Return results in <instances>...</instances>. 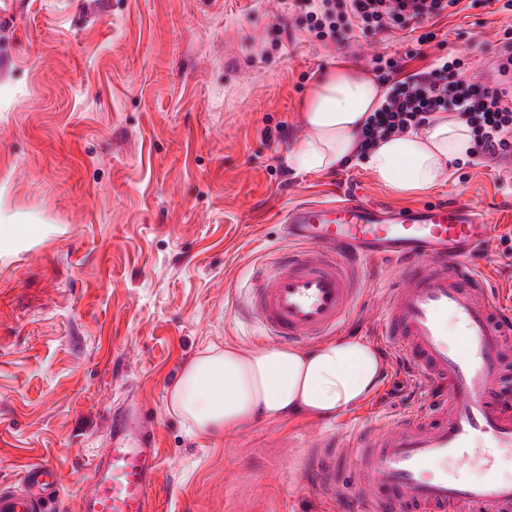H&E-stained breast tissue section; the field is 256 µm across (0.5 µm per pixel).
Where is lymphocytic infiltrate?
<instances>
[{
  "label": "lymphocytic infiltrate",
  "mask_w": 512,
  "mask_h": 512,
  "mask_svg": "<svg viewBox=\"0 0 512 512\" xmlns=\"http://www.w3.org/2000/svg\"><path fill=\"white\" fill-rule=\"evenodd\" d=\"M307 18L317 38H335L344 27L386 33L408 23L454 14L461 0H306ZM455 55L436 59L411 78L401 80V66L384 55L374 59L378 79L391 86L362 133L369 151L382 138L428 126L440 112L467 116L472 153L487 161L512 159V92L460 77Z\"/></svg>",
  "instance_id": "1"
}]
</instances>
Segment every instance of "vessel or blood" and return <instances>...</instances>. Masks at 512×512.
<instances>
[{"instance_id": "b4317fda", "label": "vessel or blood", "mask_w": 512, "mask_h": 512, "mask_svg": "<svg viewBox=\"0 0 512 512\" xmlns=\"http://www.w3.org/2000/svg\"><path fill=\"white\" fill-rule=\"evenodd\" d=\"M281 225L299 248L256 273L249 304L272 343L337 334L366 295L365 265L397 269L379 290L377 336L414 367L430 403L337 434L359 450L353 485L362 512H512V480L493 473L497 452L512 448V401L500 392L512 381V309L471 263L495 226L463 202L379 208L354 193L296 205ZM470 465L486 477L462 478ZM156 473L154 436L127 407L112 421L80 512H159ZM24 481L25 489L0 491V512H45L58 468L29 466Z\"/></svg>"}]
</instances>
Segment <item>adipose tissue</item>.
I'll return each mask as SVG.
<instances>
[{"instance_id": "ef3b65f1", "label": "adipose tissue", "mask_w": 512, "mask_h": 512, "mask_svg": "<svg viewBox=\"0 0 512 512\" xmlns=\"http://www.w3.org/2000/svg\"><path fill=\"white\" fill-rule=\"evenodd\" d=\"M385 94L383 85L349 69L321 80L303 114L313 136L296 152L300 167L324 172L351 164L360 130ZM471 146L469 127L441 114L419 131L379 141L365 163L386 190L410 196L438 185L449 162ZM382 372L375 348L348 336L310 351L209 345L172 385L168 405L205 440L273 418L336 417L373 396Z\"/></svg>"}]
</instances>
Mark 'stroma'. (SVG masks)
I'll return each mask as SVG.
<instances>
[{
    "label": "stroma",
    "instance_id": "1",
    "mask_svg": "<svg viewBox=\"0 0 512 512\" xmlns=\"http://www.w3.org/2000/svg\"><path fill=\"white\" fill-rule=\"evenodd\" d=\"M424 28V45L397 28L322 41L299 0H0V489L52 462L50 512H79L113 414L136 405L161 512H356L348 481L313 485L310 441L427 401L392 347L376 346L374 396L333 419L202 441L167 396L205 346H260L241 305L253 268L292 248L282 213L357 182L391 197L364 161L298 165L311 89L341 67L372 74L379 54L408 75L451 52L478 77L512 11L466 0ZM453 200L497 225L473 263L512 301V164L454 161L402 203Z\"/></svg>",
    "mask_w": 512,
    "mask_h": 512
}]
</instances>
